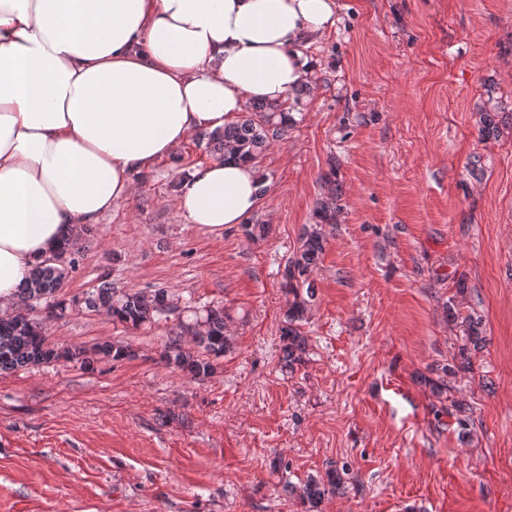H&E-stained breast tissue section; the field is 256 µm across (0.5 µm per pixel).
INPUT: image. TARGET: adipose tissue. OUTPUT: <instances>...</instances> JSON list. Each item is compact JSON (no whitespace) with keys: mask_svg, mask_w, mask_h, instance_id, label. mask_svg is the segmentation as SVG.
<instances>
[{"mask_svg":"<svg viewBox=\"0 0 512 512\" xmlns=\"http://www.w3.org/2000/svg\"><path fill=\"white\" fill-rule=\"evenodd\" d=\"M336 0H0V313L62 239L124 200L136 173L247 102L310 84L305 43ZM258 170L182 180L187 223L217 233L258 207Z\"/></svg>","mask_w":512,"mask_h":512,"instance_id":"obj_1","label":"adipose tissue"}]
</instances>
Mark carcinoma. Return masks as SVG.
<instances>
[{
    "label": "carcinoma",
    "mask_w": 512,
    "mask_h": 512,
    "mask_svg": "<svg viewBox=\"0 0 512 512\" xmlns=\"http://www.w3.org/2000/svg\"><path fill=\"white\" fill-rule=\"evenodd\" d=\"M294 123V117L283 111L282 105L255 101L246 118L225 126L222 132L210 133L207 145L219 159L229 156L254 164L273 143L288 138V131ZM75 243L74 239L64 241L52 257L35 269L20 293L23 303L51 299L63 288L67 266L75 265ZM323 249V237L317 225L304 227L297 253L288 259L282 274L283 285L292 296L286 312L287 325L282 328V364L290 372L306 361L307 346L300 331V323L305 319L309 303L315 296L309 276ZM302 287L305 288L303 293L300 292ZM86 304L92 310L103 312L134 328L173 310L167 293L161 289L118 296L112 284L107 282L88 295ZM225 319L224 309L220 307L205 310L203 318L196 322L199 330L193 336L203 348V353L192 355L184 348L181 335L178 334L166 343L161 354L162 361L186 369L195 377L208 375L213 368L211 358L224 355L228 346ZM481 344V321L470 316L466 320V344L462 345L460 356H465L467 346L478 349ZM63 354L74 356L76 352L68 350L60 354L50 348L46 343L42 323L29 314L15 311L0 316V372L49 363ZM343 484L344 478L334 470L328 473L326 483L311 476L300 490L299 497L315 507L326 494L336 492Z\"/></svg>",
    "instance_id": "carcinoma-1"
}]
</instances>
